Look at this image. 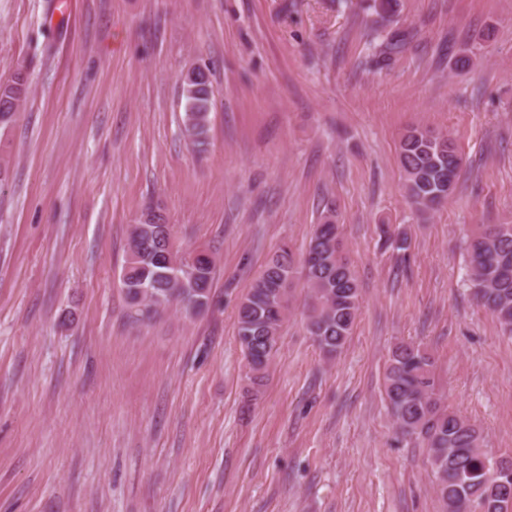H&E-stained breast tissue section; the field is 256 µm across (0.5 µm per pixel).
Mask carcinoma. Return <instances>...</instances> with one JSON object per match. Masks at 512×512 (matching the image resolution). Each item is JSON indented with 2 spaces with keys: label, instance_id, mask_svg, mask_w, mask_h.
Returning a JSON list of instances; mask_svg holds the SVG:
<instances>
[{
  "label": "carcinoma",
  "instance_id": "obj_1",
  "mask_svg": "<svg viewBox=\"0 0 512 512\" xmlns=\"http://www.w3.org/2000/svg\"><path fill=\"white\" fill-rule=\"evenodd\" d=\"M406 33L394 31L376 65H389L402 51ZM27 94V80L17 73L0 84V125L14 121ZM214 91L210 77L197 88L183 89V131L198 147L205 145ZM400 165L410 204L425 214L449 200L462 165L455 140L425 126L406 131ZM384 243L397 252L410 249L408 237L388 226ZM467 278L476 303L512 334V224H479L466 242ZM214 256L188 252L177 245L165 216L149 208L131 225L128 254L118 278L128 319L150 322L171 308L194 318L212 301ZM307 288V330L328 357L344 349L360 310L359 284L343 245L342 225L329 205L321 214L302 261L282 245L253 278L237 307V335L243 351L247 398L257 399L279 350L297 280ZM383 390L393 424L405 440L427 448L433 492L443 512H502L490 493L496 480L512 486V456L499 457V469L485 456L475 424L448 408L435 377V360L420 343L402 341L391 351L383 373Z\"/></svg>",
  "mask_w": 512,
  "mask_h": 512
}]
</instances>
